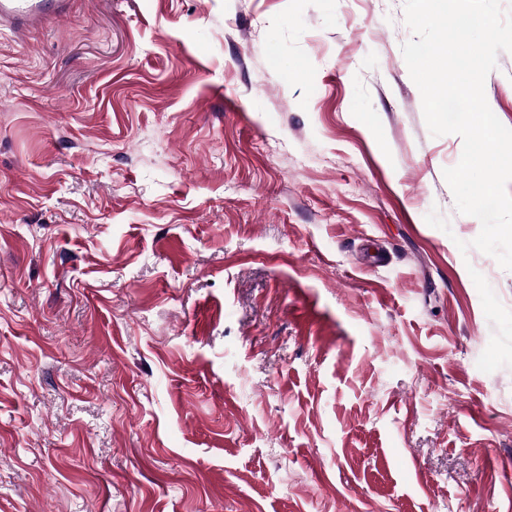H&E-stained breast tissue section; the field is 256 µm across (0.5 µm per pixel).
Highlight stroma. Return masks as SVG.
Returning a JSON list of instances; mask_svg holds the SVG:
<instances>
[{
    "instance_id": "stroma-1",
    "label": "stroma",
    "mask_w": 512,
    "mask_h": 512,
    "mask_svg": "<svg viewBox=\"0 0 512 512\" xmlns=\"http://www.w3.org/2000/svg\"><path fill=\"white\" fill-rule=\"evenodd\" d=\"M411 37L404 0L0 26V512H512L468 270L509 310L512 271ZM484 92L512 128V52Z\"/></svg>"
}]
</instances>
